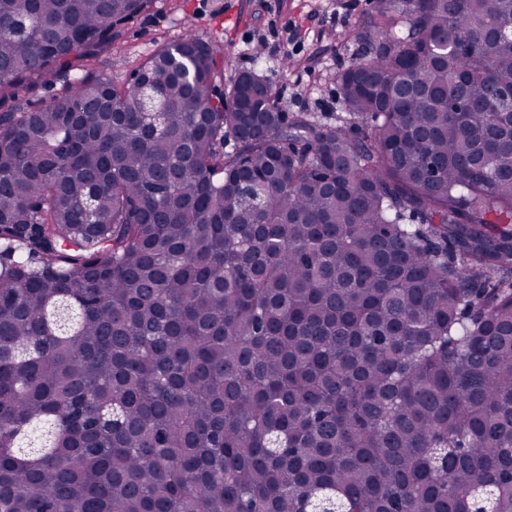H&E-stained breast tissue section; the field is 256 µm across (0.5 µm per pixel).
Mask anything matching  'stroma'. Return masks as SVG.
Here are the masks:
<instances>
[{
  "instance_id": "35a3bbf8",
  "label": "stroma",
  "mask_w": 512,
  "mask_h": 512,
  "mask_svg": "<svg viewBox=\"0 0 512 512\" xmlns=\"http://www.w3.org/2000/svg\"><path fill=\"white\" fill-rule=\"evenodd\" d=\"M377 0H153L127 23L88 72L122 83L162 45L194 33L220 43L225 81L255 70L277 91L285 112H308L321 123L339 111L337 73L360 52L356 27Z\"/></svg>"
}]
</instances>
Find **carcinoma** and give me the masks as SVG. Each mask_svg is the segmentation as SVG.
Here are the masks:
<instances>
[{
	"label": "carcinoma",
	"instance_id": "obj_1",
	"mask_svg": "<svg viewBox=\"0 0 512 512\" xmlns=\"http://www.w3.org/2000/svg\"><path fill=\"white\" fill-rule=\"evenodd\" d=\"M152 0H0V512H512V0H380L346 117ZM65 89V83L58 82L56 85L48 87H37L33 90L24 91L20 94L21 105L25 109L34 110L47 102L52 96L58 95Z\"/></svg>",
	"mask_w": 512,
	"mask_h": 512
}]
</instances>
